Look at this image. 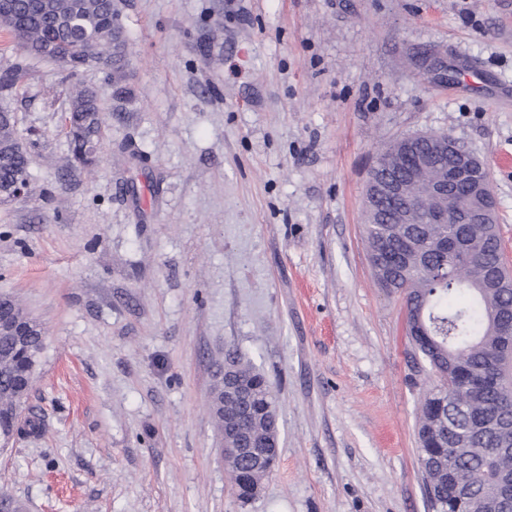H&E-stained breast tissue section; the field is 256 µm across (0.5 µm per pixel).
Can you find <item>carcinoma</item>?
<instances>
[{
  "instance_id": "1",
  "label": "carcinoma",
  "mask_w": 512,
  "mask_h": 512,
  "mask_svg": "<svg viewBox=\"0 0 512 512\" xmlns=\"http://www.w3.org/2000/svg\"><path fill=\"white\" fill-rule=\"evenodd\" d=\"M0 27L7 30L21 58L0 73V89L12 87L30 56L62 60L72 71L85 66L120 68L126 37L119 22L116 0H4L0 3ZM70 125L69 167L88 168L96 162V146L104 134V113L96 92L88 87L73 90L67 113ZM443 132L426 139L406 136L383 147L378 159L381 174L405 183L398 199L382 198L377 207L365 209L364 232L373 275L389 293L403 295L408 337L415 363H423L434 378L420 399L418 457L425 477V492L432 512H469L448 497L447 484L436 477L453 467L468 489L469 499L480 501L487 493L486 474L496 466L512 467V455L497 458L499 435L490 428L472 429L477 421L504 419L512 426V366L495 357L498 342L497 315L512 307V288H497L492 281L509 276L503 262L502 244L491 224H399L397 213L414 208L423 216L436 207L450 212L473 210L478 203L464 185L448 187V195L436 199L422 196L425 185L438 176L430 170L413 182L417 156L444 137ZM13 117L0 112V192L27 176L28 154L17 147ZM469 246L473 257L464 264L448 258L439 247L443 235ZM412 237L420 258L391 266L388 260L399 252L403 238ZM31 324L24 344L0 334V430L26 434L38 432L16 425V412L23 408L33 382L38 356L43 349V328L9 295L0 296V319ZM495 362L497 383L487 389L479 404L458 393L460 382L470 373ZM455 368L448 372V366ZM215 400L211 414L217 433L236 436L240 447L249 440L279 437V409L275 391L265 375L236 348H224V362L217 364ZM239 497L251 498L250 488L265 467L252 465L245 457L225 459Z\"/></svg>"
}]
</instances>
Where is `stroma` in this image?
<instances>
[{
    "instance_id": "35a3bbf8",
    "label": "stroma",
    "mask_w": 512,
    "mask_h": 512,
    "mask_svg": "<svg viewBox=\"0 0 512 512\" xmlns=\"http://www.w3.org/2000/svg\"><path fill=\"white\" fill-rule=\"evenodd\" d=\"M117 2L119 72L32 57L0 90L29 156L0 201V294L46 331L41 432L0 451V489L28 512H429L425 377L364 196L381 147L451 134L489 173L512 271V0ZM74 83L104 108L89 171L65 166ZM228 344L279 400L249 501L210 414Z\"/></svg>"
}]
</instances>
